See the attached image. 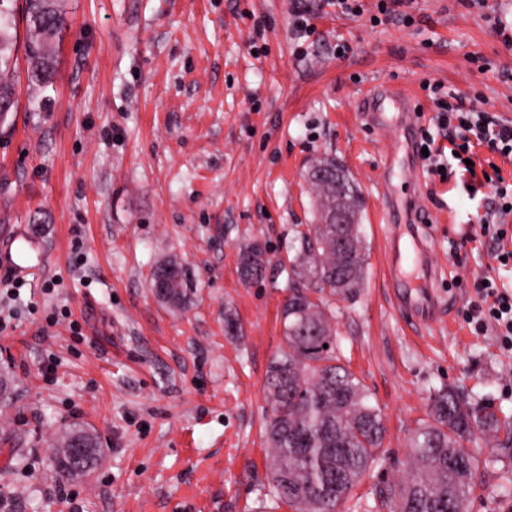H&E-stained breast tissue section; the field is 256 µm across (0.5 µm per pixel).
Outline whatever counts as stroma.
<instances>
[{
    "instance_id": "1",
    "label": "stroma",
    "mask_w": 512,
    "mask_h": 512,
    "mask_svg": "<svg viewBox=\"0 0 512 512\" xmlns=\"http://www.w3.org/2000/svg\"><path fill=\"white\" fill-rule=\"evenodd\" d=\"M314 34L297 38L290 0H63L53 84L28 81L17 42V103L0 120V469L21 449L27 471L0 481L11 512H289L260 508L266 481L263 385L283 347L288 295L279 263L294 228L314 221L310 162L336 157L364 198L365 284L336 298L345 363L379 406L382 460L338 512H363L383 478L407 473L408 439L432 389L454 385L512 415V349L466 315L483 278L512 289L477 217L488 188L409 169L399 126L380 132L360 103L377 86L413 95L411 123L436 141V99L452 95L512 119V48L486 20L512 0H415L412 22L371 23L307 0ZM346 46L337 55V46ZM400 221L413 196L456 302L448 327L405 323L390 301L378 185L386 157ZM261 243L263 280L239 273L240 245ZM186 274L182 308L149 286L160 262ZM232 314L240 330L224 331ZM101 462L59 479L50 450L72 427ZM498 467L480 474L470 512H512Z\"/></svg>"
}]
</instances>
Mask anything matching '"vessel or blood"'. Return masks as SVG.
<instances>
[{
	"label": "vessel or blood",
	"instance_id": "b4317fda",
	"mask_svg": "<svg viewBox=\"0 0 512 512\" xmlns=\"http://www.w3.org/2000/svg\"><path fill=\"white\" fill-rule=\"evenodd\" d=\"M386 100L397 105L400 111L399 118L405 123L403 133L407 136L411 135L412 128L407 124L408 97L392 88L384 87L367 95L362 104L363 117L377 125L379 129H386L387 123L380 112V105ZM424 213V208L413 209L412 221L408 224L398 223L396 217H388L384 227V239L386 261L392 279H400L405 265L408 264L413 265L420 272L419 281L414 287L395 289L397 309L408 321L429 326L442 317L446 302L436 290L441 271L432 263L431 250L419 231Z\"/></svg>",
	"mask_w": 512,
	"mask_h": 512
}]
</instances>
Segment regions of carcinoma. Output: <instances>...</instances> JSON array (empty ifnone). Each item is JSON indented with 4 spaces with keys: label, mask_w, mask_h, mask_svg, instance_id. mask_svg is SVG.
<instances>
[{
    "label": "carcinoma",
    "mask_w": 512,
    "mask_h": 512,
    "mask_svg": "<svg viewBox=\"0 0 512 512\" xmlns=\"http://www.w3.org/2000/svg\"><path fill=\"white\" fill-rule=\"evenodd\" d=\"M14 0H0V103L13 102L16 68L13 55ZM28 79L46 85L55 69L54 46L64 17L57 0H25ZM332 169L331 179H310L316 203L314 224L295 229L298 248L288 264L281 265L289 291L282 308L285 347L273 358L264 385L271 414L265 435L270 450V480L259 489L261 500L287 506L292 512H336L370 466L381 459L386 427L381 410L371 404L364 385L341 364L336 343L333 297L354 298L364 285L367 248L362 233L364 201L352 176L336 158L324 155L308 170ZM348 190L353 223L338 228L327 223L336 206V180ZM346 244L336 246L337 230ZM239 268L249 281L264 276L268 259L256 243L240 248ZM169 288L162 300L179 307L186 283L181 264L170 259ZM498 439L491 462L512 469V420H503L494 403H470L450 385L429 396L426 417L409 438V470L398 482L386 481L378 507L388 512H448L460 508L473 493L480 468L489 461L465 448L476 434ZM505 438H500V435ZM87 468L69 469L71 435L64 434L52 449L50 462L64 478L88 477L95 470L101 449L94 435H86Z\"/></svg>",
    "instance_id": "cac0c4a2"
}]
</instances>
